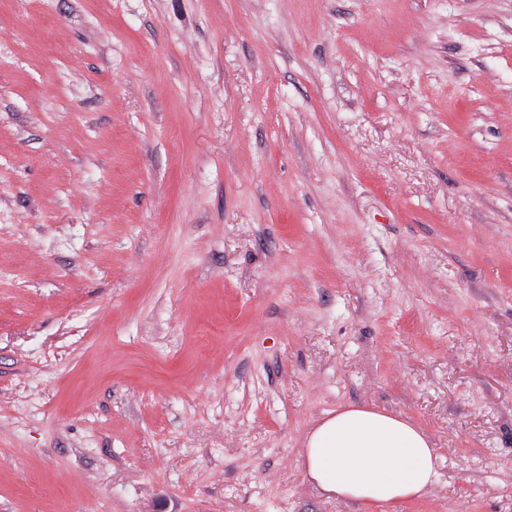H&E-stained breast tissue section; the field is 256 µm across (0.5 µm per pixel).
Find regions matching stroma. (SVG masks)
<instances>
[{
	"label": "stroma",
	"instance_id": "stroma-1",
	"mask_svg": "<svg viewBox=\"0 0 512 512\" xmlns=\"http://www.w3.org/2000/svg\"><path fill=\"white\" fill-rule=\"evenodd\" d=\"M347 404L512 512V0H0V512H361ZM304 448L306 479L365 512L420 499L438 477V453L425 433L372 406L327 412L307 432Z\"/></svg>",
	"mask_w": 512,
	"mask_h": 512
}]
</instances>
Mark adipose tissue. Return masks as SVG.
<instances>
[{"mask_svg": "<svg viewBox=\"0 0 512 512\" xmlns=\"http://www.w3.org/2000/svg\"><path fill=\"white\" fill-rule=\"evenodd\" d=\"M437 463L417 425L366 405L327 412L305 436L306 479L364 512L423 497L438 477Z\"/></svg>", "mask_w": 512, "mask_h": 512, "instance_id": "ef3b65f1", "label": "adipose tissue"}]
</instances>
